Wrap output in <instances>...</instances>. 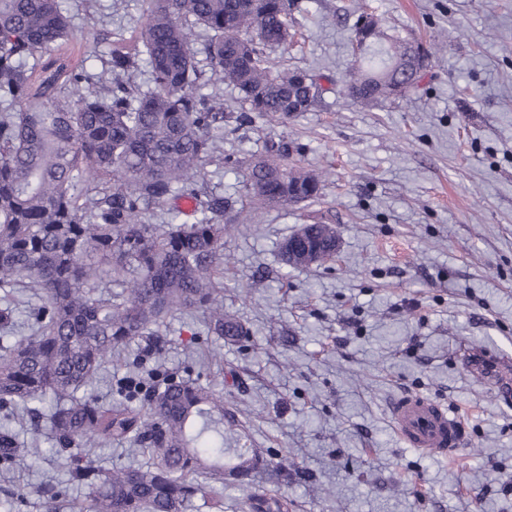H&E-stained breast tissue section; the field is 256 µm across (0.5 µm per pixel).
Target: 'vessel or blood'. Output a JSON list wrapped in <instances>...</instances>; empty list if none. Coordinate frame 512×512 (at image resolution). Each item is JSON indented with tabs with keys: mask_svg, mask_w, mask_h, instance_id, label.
Wrapping results in <instances>:
<instances>
[{
	"mask_svg": "<svg viewBox=\"0 0 512 512\" xmlns=\"http://www.w3.org/2000/svg\"><path fill=\"white\" fill-rule=\"evenodd\" d=\"M397 430L408 446L456 455L462 441V421L431 399L407 395L392 406Z\"/></svg>",
	"mask_w": 512,
	"mask_h": 512,
	"instance_id": "b4317fda",
	"label": "vessel or blood"
}]
</instances>
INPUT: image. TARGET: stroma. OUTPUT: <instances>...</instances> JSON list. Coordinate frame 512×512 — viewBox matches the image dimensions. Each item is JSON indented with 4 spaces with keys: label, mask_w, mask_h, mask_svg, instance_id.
I'll list each match as a JSON object with an SVG mask.
<instances>
[{
    "label": "stroma",
    "mask_w": 512,
    "mask_h": 512,
    "mask_svg": "<svg viewBox=\"0 0 512 512\" xmlns=\"http://www.w3.org/2000/svg\"><path fill=\"white\" fill-rule=\"evenodd\" d=\"M76 25L64 54L133 43L146 0H68ZM279 64L336 83L311 112L224 126V151L247 161L267 139L298 144L292 163L326 174L320 199L276 206L229 225L224 308L243 343L190 346L197 318L163 330L159 362L194 367L224 392V442L287 474L224 486L242 512L256 485L289 512H512V0H302ZM426 45L446 43L419 87L377 105L342 92L350 32L362 11ZM333 224L335 262L287 267L280 245L300 225ZM421 395L459 413L457 459L405 445L390 404ZM39 467L0 476V504L31 484L63 486L48 440Z\"/></svg>",
    "instance_id": "stroma-1"
}]
</instances>
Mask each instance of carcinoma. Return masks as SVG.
Returning <instances> with one entry per match:
<instances>
[{
	"instance_id": "cac0c4a2",
	"label": "carcinoma",
	"mask_w": 512,
	"mask_h": 512,
	"mask_svg": "<svg viewBox=\"0 0 512 512\" xmlns=\"http://www.w3.org/2000/svg\"><path fill=\"white\" fill-rule=\"evenodd\" d=\"M297 0H149L136 43L59 53L74 37L66 0H0V473L39 457L45 437L65 457L66 484L87 490L78 512H182L203 481L286 470L245 445L224 447V393L191 373L156 369L121 378L118 398L91 387L113 356L160 335L176 313L201 314L194 335L237 340L224 312V229L242 211L202 187L211 162L243 170L237 193L263 206L313 200L321 176L288 166V142L243 164L224 156V123L288 117L321 106L326 76L277 69L265 50L287 43ZM207 36L203 48L195 37ZM345 95L394 101L417 82L413 58L432 52L389 34L371 13L351 33ZM204 57H199V54ZM146 70L148 82L134 80ZM238 91L239 106L208 88ZM175 214L151 223L154 209ZM317 250L288 260L319 265L336 255V227L309 225ZM122 291H107L112 283ZM29 291L34 301L19 307ZM30 418L29 439L15 427ZM130 440L149 457L105 469L84 452ZM245 512H288L260 491Z\"/></svg>"
}]
</instances>
